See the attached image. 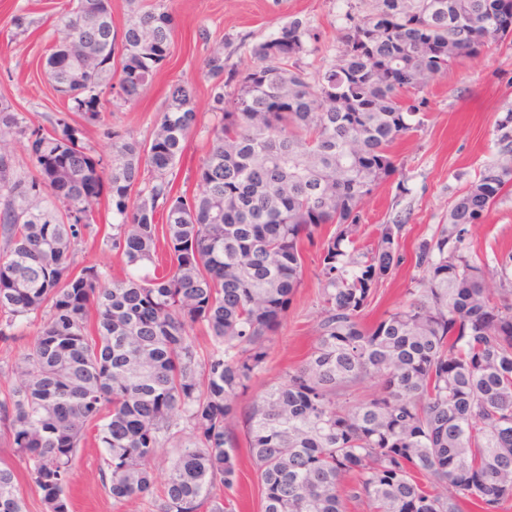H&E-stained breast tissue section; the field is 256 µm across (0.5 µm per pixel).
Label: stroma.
I'll return each instance as SVG.
<instances>
[{
	"label": "stroma",
	"mask_w": 512,
	"mask_h": 512,
	"mask_svg": "<svg viewBox=\"0 0 512 512\" xmlns=\"http://www.w3.org/2000/svg\"><path fill=\"white\" fill-rule=\"evenodd\" d=\"M67 0H0V98L9 100L35 123L49 125L64 104L44 73L45 57L59 36L58 20ZM174 19L171 53L151 87L132 104L119 101L104 107L105 120L83 129L84 141L95 155L110 157L114 135L151 141L160 111L172 84H192L197 106V126L190 136L175 188L195 194V170L209 148L208 130L214 122L210 110L211 83L204 78L205 59L215 48L224 51L226 68L241 70L252 61V49L283 25L299 20L307 48L300 60L310 77L335 65L340 33L350 17L372 14L376 0H167ZM27 17V32L16 33L11 19ZM427 100L423 125L409 132L393 148L397 170L382 181L361 209L356 245L373 246L382 224L403 225V244L412 247L444 223L448 202L462 184L459 173L475 176L500 157L494 136L496 121L512 109V44H491L476 56L453 65L424 87ZM96 237L80 244L74 261L93 266L106 277H123L124 258L113 250L112 204L101 198L97 206ZM473 248L486 261L512 249V195L488 213L473 229ZM317 249H306L303 284L278 330L268 344L263 368L250 394L239 400L247 407L254 393L279 384L286 373L305 359L314 338L320 308ZM415 271L400 266L379 289L369 320L405 301ZM43 313L19 320L8 338L0 337V393L18 381L16 362L35 341ZM237 453L241 481L239 512H260L261 491L246 436H239ZM106 452L95 433H88L77 451L67 493L72 512H158L159 500L130 497L113 499L107 484L110 473Z\"/></svg>",
	"instance_id": "obj_1"
}]
</instances>
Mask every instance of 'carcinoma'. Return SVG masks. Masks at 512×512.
Segmentation results:
<instances>
[{
  "instance_id": "obj_1",
  "label": "carcinoma",
  "mask_w": 512,
  "mask_h": 512,
  "mask_svg": "<svg viewBox=\"0 0 512 512\" xmlns=\"http://www.w3.org/2000/svg\"><path fill=\"white\" fill-rule=\"evenodd\" d=\"M128 2L119 34L112 0H70L61 14L45 66L67 112L51 128L0 99V336L47 311L19 383L0 399L30 489L47 512H70L66 486L92 425L112 498L149 496L150 461L184 419L195 440L172 462L161 512H236L239 428L261 512H346L349 502L502 512L512 500V250L491 266L471 236L512 184V111L494 128L502 158L456 196L447 223L408 252L402 224L379 225L365 253L354 239L364 200L395 173L392 147L424 123L425 102L403 93L511 39L512 0H377L373 15L350 18L338 64L312 81L297 20L255 46L243 70L224 73V53L212 52L214 123L192 196L174 188L197 124L191 85L172 86L151 142L116 134L107 161L67 121L102 123L105 104L139 100L165 65V0ZM17 144L29 177L13 169ZM147 169L155 183L144 187ZM103 193L112 249L129 268L110 284L73 261ZM316 242L315 343L242 412ZM159 247L170 268L151 277ZM404 263L419 273L407 300L367 323ZM198 325L211 338L204 354L191 339ZM217 487L229 495L215 500ZM24 508L19 473L0 459V512Z\"/></svg>"
}]
</instances>
